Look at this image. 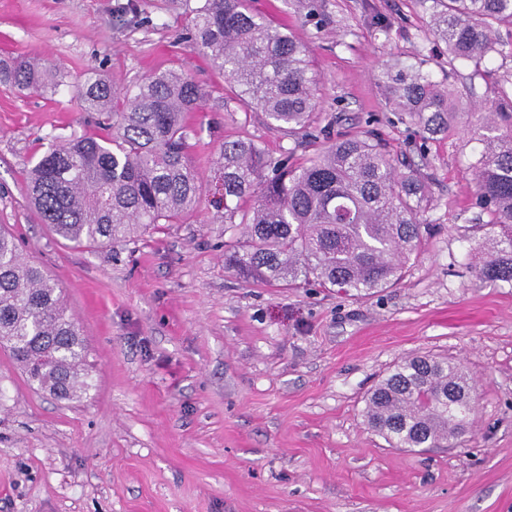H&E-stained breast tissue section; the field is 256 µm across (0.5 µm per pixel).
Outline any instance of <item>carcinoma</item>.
Instances as JSON below:
<instances>
[{"mask_svg": "<svg viewBox=\"0 0 512 512\" xmlns=\"http://www.w3.org/2000/svg\"><path fill=\"white\" fill-rule=\"evenodd\" d=\"M435 36L453 59L480 65L501 52L512 31V0H433ZM192 48L234 89V98L294 133L316 109L309 46L271 28L247 0H201L192 9ZM394 105L422 132L448 126L463 93L419 71L387 74ZM0 85L37 93L58 85V70L38 58L0 63ZM97 134L53 139L27 174L43 223L77 247L96 249L150 224H180L198 207L202 187L191 157L186 116L205 93L177 71L151 72L135 89L96 74L77 89ZM474 132L483 144L475 166L479 204L490 220L471 250L485 255L480 281L512 283V99L488 107ZM216 205L224 223L247 236L224 245V266L270 286L317 284L378 291L402 277L423 238L424 181L403 172L376 141L346 135L302 163L266 155L251 139L226 140L216 161ZM0 348L28 383L60 401L89 394L92 365L83 330L62 290L27 261L0 230ZM473 379L457 360L406 357L378 382L366 425L393 448H443L465 435L475 414Z\"/></svg>", "mask_w": 512, "mask_h": 512, "instance_id": "carcinoma-1", "label": "carcinoma"}]
</instances>
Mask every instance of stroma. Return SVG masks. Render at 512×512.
<instances>
[{
  "mask_svg": "<svg viewBox=\"0 0 512 512\" xmlns=\"http://www.w3.org/2000/svg\"><path fill=\"white\" fill-rule=\"evenodd\" d=\"M198 0H0V60L38 57L62 82L0 86V226L62 288L95 390L61 403L0 350V512H512V285L476 282L481 145L453 118L421 139L384 87L394 66L450 79L488 105L512 96V35L476 65L449 64L428 0H253L311 48L313 129L375 134L425 177L433 231L379 292L247 282L224 266L209 192L224 141L312 157L322 140L225 111L223 75L190 48ZM189 75L208 97L189 123L205 194L184 224L90 250L42 223L27 172L51 138L92 132L75 93L94 74L134 85ZM451 357L476 382V423L451 448L388 447L364 423L368 392L398 361Z\"/></svg>",
  "mask_w": 512,
  "mask_h": 512,
  "instance_id": "1",
  "label": "stroma"
}]
</instances>
